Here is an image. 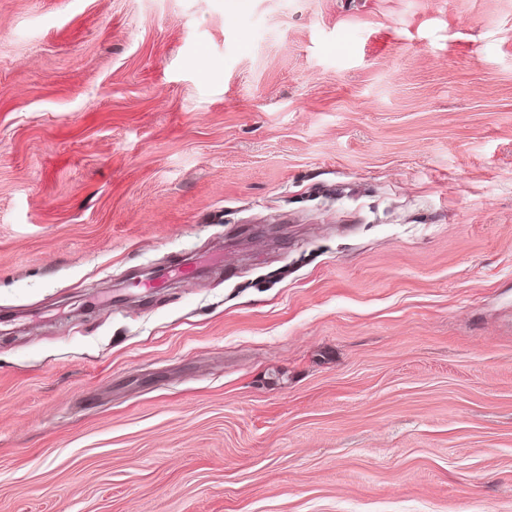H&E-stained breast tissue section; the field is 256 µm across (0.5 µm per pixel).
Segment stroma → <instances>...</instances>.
Instances as JSON below:
<instances>
[{"label":"stroma","instance_id":"stroma-1","mask_svg":"<svg viewBox=\"0 0 512 512\" xmlns=\"http://www.w3.org/2000/svg\"><path fill=\"white\" fill-rule=\"evenodd\" d=\"M0 512H512V0H0Z\"/></svg>","mask_w":512,"mask_h":512}]
</instances>
